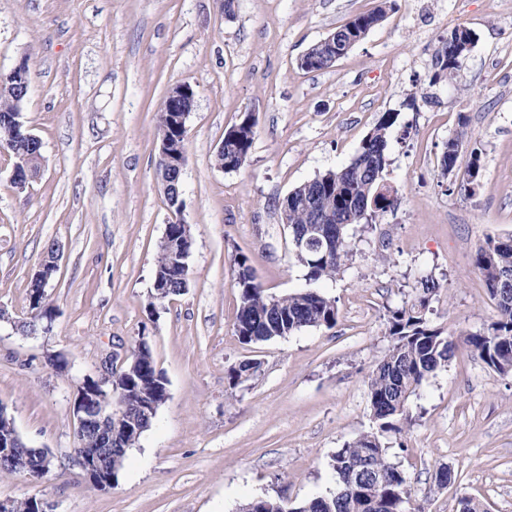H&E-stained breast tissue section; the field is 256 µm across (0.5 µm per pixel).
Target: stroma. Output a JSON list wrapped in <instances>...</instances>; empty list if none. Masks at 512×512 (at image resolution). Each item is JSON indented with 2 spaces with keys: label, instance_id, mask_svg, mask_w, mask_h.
Segmentation results:
<instances>
[{
  "label": "stroma",
  "instance_id": "35a3bbf8",
  "mask_svg": "<svg viewBox=\"0 0 512 512\" xmlns=\"http://www.w3.org/2000/svg\"><path fill=\"white\" fill-rule=\"evenodd\" d=\"M380 0H0V72L27 64L26 128L45 161L26 190L0 151V304L24 312L30 275L58 242L49 333L0 326V404L55 467L33 480L0 475V498L36 496L53 512H238L255 498L294 507L336 491L330 458L370 431L367 382L391 338L387 311L421 277L443 289L432 325L463 334L497 307L473 265L486 238H512V0H393L386 17L330 68L308 72L309 47ZM474 34L459 79L433 82L434 57L456 26ZM196 92L182 173L193 246L187 291L152 306L157 244L173 219L157 175V114L179 83ZM418 96L409 107L410 96ZM254 113L245 165L218 168L224 132ZM388 185L398 202L353 228L344 271L321 284L334 329L246 345L233 259L280 296L306 285L278 205L296 186L346 166L383 113ZM472 133L442 176L448 138ZM482 151L472 191L471 148ZM146 341L169 397L127 454L118 481L95 490L75 460L70 402L109 353ZM63 354L68 372L45 364ZM259 370L230 387L228 367ZM406 434H386L389 460L425 512L460 497L512 512V378L469 351L412 398ZM448 468L440 487L435 474Z\"/></svg>",
  "mask_w": 512,
  "mask_h": 512
}]
</instances>
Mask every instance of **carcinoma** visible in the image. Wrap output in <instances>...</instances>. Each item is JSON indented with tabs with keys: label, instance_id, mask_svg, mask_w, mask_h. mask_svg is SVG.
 Segmentation results:
<instances>
[{
	"label": "carcinoma",
	"instance_id": "carcinoma-1",
	"mask_svg": "<svg viewBox=\"0 0 512 512\" xmlns=\"http://www.w3.org/2000/svg\"><path fill=\"white\" fill-rule=\"evenodd\" d=\"M384 7L360 14L336 28L326 38L312 45L299 59L305 71H320L333 66L384 18ZM474 44L472 31L464 25L455 27L442 43L434 59V81L454 80L460 76L463 61ZM14 101L0 95V148L15 154L25 150L32 156L31 167L15 169V185H27V177L39 172L42 143L25 137V126L13 123ZM398 114L385 112L367 133L351 162L340 170H329L291 190L282 200L280 217L288 228L291 252L304 268L310 288L282 296L268 293L259 282L243 254L234 257L235 287L239 306L234 323L235 334L248 345L290 336L304 328L332 329L336 326V299L314 288L335 280L343 271L352 252L351 226L367 224L378 214L391 208L396 191L385 182L388 165V139ZM159 136L186 147L177 115L158 113ZM256 121L246 112L239 123L224 132V150L215 155V164L226 171H237L245 163L255 139ZM468 120L459 119V130L448 139L440 166L446 176L455 167L459 148L468 138ZM473 264L481 275L489 296L496 302L497 318L482 330L460 337L431 325L427 318L432 299L440 294L441 285L433 276L420 280L419 292L411 301L389 311L388 335L392 344L369 378L368 401L373 428L346 443L331 457L330 466L338 477L336 492L317 496L289 508L280 500L253 499L241 505L240 512H423L412 502L411 489L404 474L386 453L383 437L402 434L413 416L410 397L438 371L446 368L456 351L465 348L477 355L489 368L502 376H512V248L495 238L478 247ZM155 277L166 283L170 291L156 303L161 305L181 295L185 282L181 271L171 264L170 248L161 241L157 245ZM57 309L47 291L28 289V305L21 318L24 329L52 328ZM129 359L139 360L142 370L132 377L125 368L109 371L101 379L107 390L120 400L118 411L135 418L141 431L152 425L155 417L139 412L148 400H159L162 389L155 378L157 364L146 342L136 345ZM260 363L244 360L227 371L231 385H236L257 371ZM117 439L112 449L109 475L117 482L127 452L138 440L126 435L124 428L112 427ZM29 458L28 473L41 479L48 470L44 461L50 450L25 447Z\"/></svg>",
	"mask_w": 512,
	"mask_h": 512
}]
</instances>
